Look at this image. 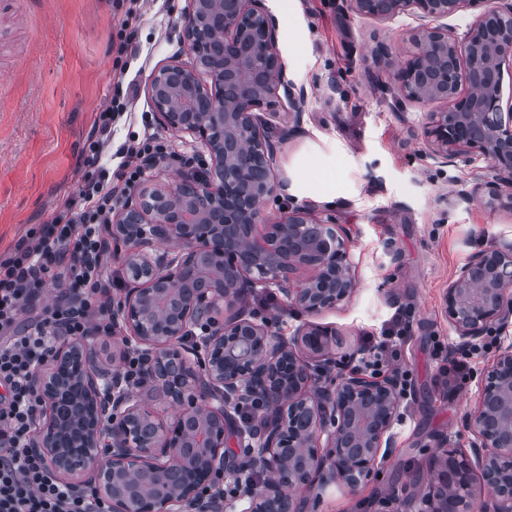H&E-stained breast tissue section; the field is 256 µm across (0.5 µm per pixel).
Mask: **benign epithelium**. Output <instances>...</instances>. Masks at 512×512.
<instances>
[{
	"mask_svg": "<svg viewBox=\"0 0 512 512\" xmlns=\"http://www.w3.org/2000/svg\"><path fill=\"white\" fill-rule=\"evenodd\" d=\"M184 28L190 63L154 69L148 95L159 124L198 141L204 167L143 190L112 216V237L130 249L135 271L115 314L124 353L103 362L88 339L56 346L35 377L46 419L29 448L73 492H91L112 512H207L205 497L224 476L243 491L224 495V512H304L295 490L332 483L357 489L392 447L402 394L394 376L352 368L330 387L315 385L317 362L342 345L335 329L304 322L284 338L253 315L218 321L244 289H275L307 315L348 299L356 282L336 224L294 206L258 229L276 188L272 122L279 106L300 124L305 93L290 82L278 30L264 0H189ZM380 20L414 12L437 22L411 36L394 73L410 101L445 102L430 112L432 155L448 160L475 149L500 181L482 197L512 210V105L503 110L500 77L512 62V2L486 9L461 41L441 21L477 0H350ZM466 90H461V86ZM174 250L160 254L157 244ZM311 271L301 288L293 275ZM445 312L462 345L512 325V245L475 253L446 291ZM192 327L203 334L190 338ZM139 356L142 384H127L126 354ZM181 406L162 420L146 400ZM260 400L267 421L240 419ZM471 457L432 460L418 512H512V343L500 344L465 420ZM247 449L235 459L230 444ZM480 468L483 491L474 486Z\"/></svg>",
	"mask_w": 512,
	"mask_h": 512,
	"instance_id": "7a95c632",
	"label": "benign epithelium"
}]
</instances>
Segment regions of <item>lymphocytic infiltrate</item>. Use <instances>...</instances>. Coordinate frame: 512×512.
Returning a JSON list of instances; mask_svg holds the SVG:
<instances>
[{"label": "lymphocytic infiltrate", "mask_w": 512, "mask_h": 512, "mask_svg": "<svg viewBox=\"0 0 512 512\" xmlns=\"http://www.w3.org/2000/svg\"><path fill=\"white\" fill-rule=\"evenodd\" d=\"M115 192L86 184L54 223L0 260V512H111L106 502L68 491L28 443L40 407L34 374L55 340L116 331L105 268ZM48 280L63 289L37 303L36 287ZM405 330V315L396 312L386 335L367 348L369 367L397 369Z\"/></svg>", "instance_id": "lymphocytic-infiltrate-1"}]
</instances>
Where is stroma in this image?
<instances>
[{
	"label": "stroma",
	"instance_id": "35a3bbf8",
	"mask_svg": "<svg viewBox=\"0 0 512 512\" xmlns=\"http://www.w3.org/2000/svg\"><path fill=\"white\" fill-rule=\"evenodd\" d=\"M266 5L280 52L293 47L305 60L304 73L287 77L306 89L307 104L301 129L277 152L272 174L282 188L263 214L273 220L299 205L285 190L294 179L335 183L334 203L310 206L346 229L358 288L311 317L261 291L248 295V310L278 336L307 321L336 328L344 345L328 366L333 377L359 366L356 351L407 309L401 367L411 387L388 456L356 492L333 486L311 501L312 512H402L428 486L436 455L470 451L464 421L497 349L460 347L443 298L474 253L512 244V210L483 205L480 191L496 172L478 152L433 158L424 126L444 103L398 92L393 72L412 50L414 14L381 21L350 10L348 0H299L298 39L278 0ZM188 10V0H0V259L53 223L84 180L114 182L123 150L144 134L156 133L169 159L144 181L170 182L203 166L198 143L159 127L147 91L154 68L187 60ZM109 105L117 113L110 141L99 166L85 168L88 135ZM452 358L467 364L453 387L440 374Z\"/></svg>",
	"mask_w": 512,
	"mask_h": 512
}]
</instances>
